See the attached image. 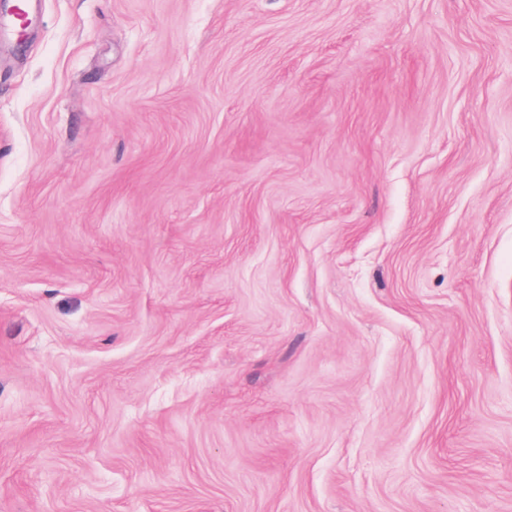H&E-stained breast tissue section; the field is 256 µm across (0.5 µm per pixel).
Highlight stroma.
Listing matches in <instances>:
<instances>
[{
	"instance_id": "obj_1",
	"label": "stroma",
	"mask_w": 512,
	"mask_h": 512,
	"mask_svg": "<svg viewBox=\"0 0 512 512\" xmlns=\"http://www.w3.org/2000/svg\"><path fill=\"white\" fill-rule=\"evenodd\" d=\"M0 16V512H512V0Z\"/></svg>"
}]
</instances>
